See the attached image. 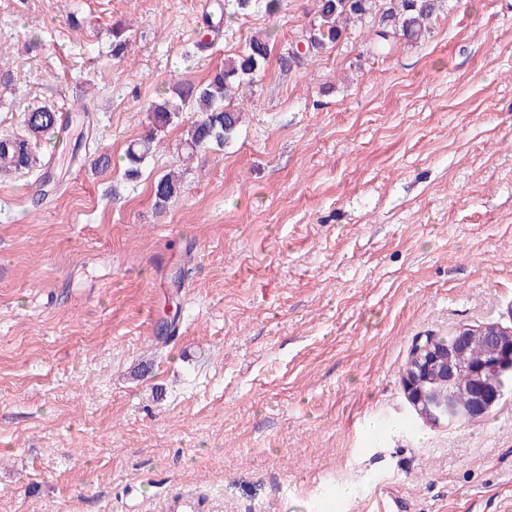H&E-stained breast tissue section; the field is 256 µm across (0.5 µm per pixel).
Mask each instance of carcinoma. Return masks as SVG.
<instances>
[{
	"label": "carcinoma",
	"mask_w": 512,
	"mask_h": 512,
	"mask_svg": "<svg viewBox=\"0 0 512 512\" xmlns=\"http://www.w3.org/2000/svg\"><path fill=\"white\" fill-rule=\"evenodd\" d=\"M442 0H319L318 10L313 21L299 36L303 44L301 50L287 51L280 56L284 66H292L306 56L317 55L339 42L351 29L369 20L373 27V37L368 40V48L376 53H385L397 41L418 42L428 31L431 19L440 10ZM232 15L223 11L219 15L207 14L198 37L205 39L216 27ZM112 56L120 58L127 49L124 26L112 27ZM272 51L267 35L251 38L238 54L224 59V65L215 68L208 79L201 84L185 83L174 96H166L151 101L149 112L153 116L152 128L142 137L129 143L125 157L127 173L138 174L141 165L156 151L159 144L158 132L166 128L176 115L187 107L199 114L186 131L182 143L183 159L190 160L194 153L209 145L222 146L231 139L241 125L240 106L234 104L237 91L242 84L254 83V78L264 71ZM26 134L23 136L0 137V168L24 169L28 171L45 169L37 147L41 137L50 134L63 138L67 127L59 121V110L38 105L23 115ZM182 189V178L178 172H169L154 182L152 198L156 209L163 211L175 200ZM498 342L477 341L456 360L453 383L447 385L430 376L425 379L423 389L430 397L429 409L440 419L438 399L451 395L464 411L472 406L471 387L475 371L483 370L482 378L489 384L501 379L512 390V370L493 369V356Z\"/></svg>",
	"instance_id": "cac0c4a2"
}]
</instances>
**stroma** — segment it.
Here are the masks:
<instances>
[{
  "label": "stroma",
  "instance_id": "1",
  "mask_svg": "<svg viewBox=\"0 0 512 512\" xmlns=\"http://www.w3.org/2000/svg\"><path fill=\"white\" fill-rule=\"evenodd\" d=\"M316 9H252L200 49L198 0H0V136L38 104L96 119L79 159L41 141L42 203L0 171V512H377L384 488L512 512V394L434 426L402 381L417 336L512 328V0H443L417 45L376 54L362 27L283 68ZM259 33L236 138L156 210L196 114L128 180L148 103ZM182 186V178L179 172H169L158 178L152 187L155 208L160 211L165 210L181 194Z\"/></svg>",
  "mask_w": 512,
  "mask_h": 512
}]
</instances>
